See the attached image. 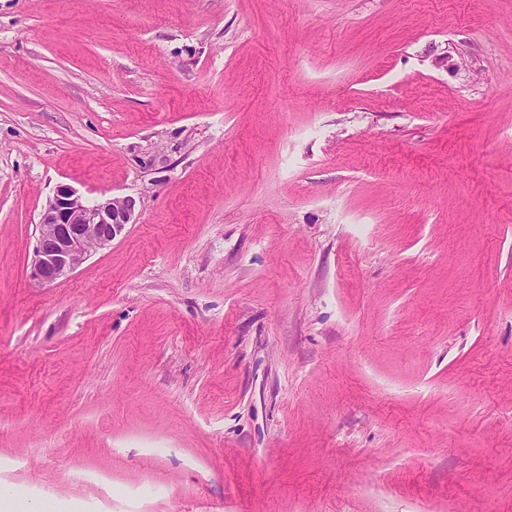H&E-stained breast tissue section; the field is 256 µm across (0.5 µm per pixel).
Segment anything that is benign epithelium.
<instances>
[{
  "instance_id": "obj_1",
  "label": "benign epithelium",
  "mask_w": 512,
  "mask_h": 512,
  "mask_svg": "<svg viewBox=\"0 0 512 512\" xmlns=\"http://www.w3.org/2000/svg\"><path fill=\"white\" fill-rule=\"evenodd\" d=\"M136 200L130 196L86 203L71 186H57L42 210L30 278L53 285L69 277L92 252L104 249L134 223Z\"/></svg>"
}]
</instances>
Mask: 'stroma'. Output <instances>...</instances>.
I'll list each match as a JSON object with an SVG mask.
<instances>
[{"instance_id":"obj_1","label":"stroma","mask_w":512,"mask_h":512,"mask_svg":"<svg viewBox=\"0 0 512 512\" xmlns=\"http://www.w3.org/2000/svg\"><path fill=\"white\" fill-rule=\"evenodd\" d=\"M134 197L30 278L58 185ZM512 512V0H0V493Z\"/></svg>"}]
</instances>
